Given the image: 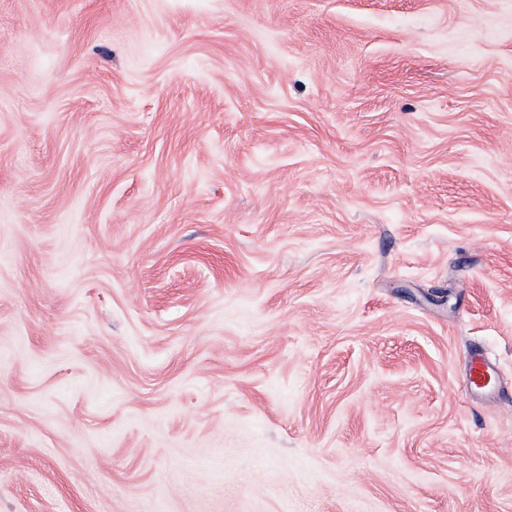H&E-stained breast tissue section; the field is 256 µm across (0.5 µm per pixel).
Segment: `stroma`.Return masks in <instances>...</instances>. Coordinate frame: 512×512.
<instances>
[{"label":"stroma","instance_id":"1","mask_svg":"<svg viewBox=\"0 0 512 512\" xmlns=\"http://www.w3.org/2000/svg\"><path fill=\"white\" fill-rule=\"evenodd\" d=\"M0 512H512V0H0ZM469 387L473 396L485 389L499 376V366L483 351L473 350L469 357Z\"/></svg>","mask_w":512,"mask_h":512}]
</instances>
